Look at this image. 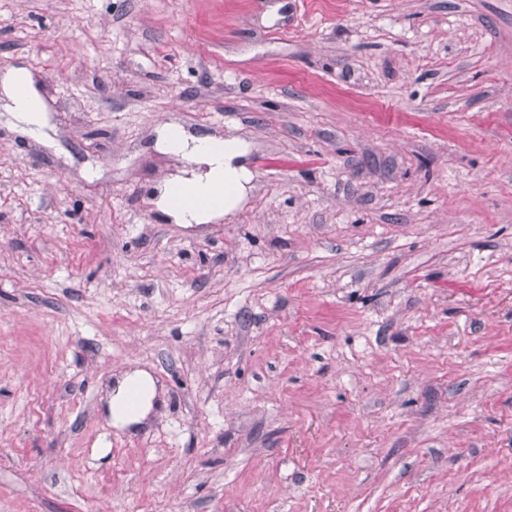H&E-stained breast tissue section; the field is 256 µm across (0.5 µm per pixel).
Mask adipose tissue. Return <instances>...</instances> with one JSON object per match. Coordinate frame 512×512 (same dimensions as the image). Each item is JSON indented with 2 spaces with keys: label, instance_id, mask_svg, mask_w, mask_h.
<instances>
[{
  "label": "adipose tissue",
  "instance_id": "obj_1",
  "mask_svg": "<svg viewBox=\"0 0 512 512\" xmlns=\"http://www.w3.org/2000/svg\"><path fill=\"white\" fill-rule=\"evenodd\" d=\"M0 93L13 119L31 136L43 133L46 108L27 72L13 70L0 78ZM158 143L164 150L188 156L193 169L181 172L157 190L154 204L177 224H207L240 209L247 199L251 171L238 164L242 148L237 141L193 136L177 128H165ZM195 187L215 192L218 201L207 205L177 203L178 193Z\"/></svg>",
  "mask_w": 512,
  "mask_h": 512
}]
</instances>
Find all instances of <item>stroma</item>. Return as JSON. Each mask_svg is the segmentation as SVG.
Masks as SVG:
<instances>
[{"mask_svg":"<svg viewBox=\"0 0 512 512\" xmlns=\"http://www.w3.org/2000/svg\"><path fill=\"white\" fill-rule=\"evenodd\" d=\"M18 68L0 512H512V0H0ZM168 125L241 209L155 208ZM3 93L8 101L7 108L16 123L31 136H41L47 119L46 108L27 72H7L3 77ZM158 143L164 150L188 156L195 164L157 189L154 204L176 224H207L240 209L247 199L251 171L235 159L242 147L235 140L187 135L177 128H165ZM188 187L215 192L218 202L207 205H182L177 194Z\"/></svg>","mask_w":512,"mask_h":512,"instance_id":"1","label":"stroma"}]
</instances>
